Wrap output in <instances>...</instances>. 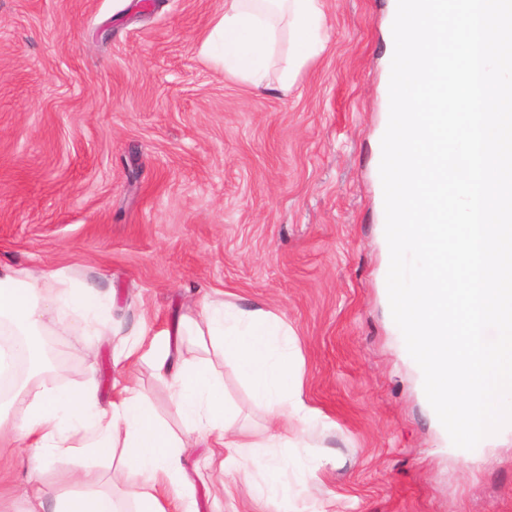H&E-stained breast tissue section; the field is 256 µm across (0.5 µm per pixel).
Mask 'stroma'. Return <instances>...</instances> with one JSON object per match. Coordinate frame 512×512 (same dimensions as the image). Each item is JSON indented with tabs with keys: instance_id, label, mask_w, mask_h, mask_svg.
Wrapping results in <instances>:
<instances>
[{
	"instance_id": "1",
	"label": "stroma",
	"mask_w": 512,
	"mask_h": 512,
	"mask_svg": "<svg viewBox=\"0 0 512 512\" xmlns=\"http://www.w3.org/2000/svg\"><path fill=\"white\" fill-rule=\"evenodd\" d=\"M223 7L0 0V264L61 268L112 301V334L44 328L57 384L95 376L105 405L132 380L180 429L150 367L113 348L165 343L220 291L293 329L316 419L288 426L284 498L255 496L247 449H225L224 475L201 468L196 439L199 512H512V433L450 450L391 314L379 167L395 0H327L329 49L285 95L201 55ZM223 371L238 422L262 431L273 409ZM32 456L19 436L0 449V512H27Z\"/></svg>"
}]
</instances>
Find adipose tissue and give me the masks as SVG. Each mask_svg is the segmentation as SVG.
<instances>
[{
	"mask_svg": "<svg viewBox=\"0 0 512 512\" xmlns=\"http://www.w3.org/2000/svg\"><path fill=\"white\" fill-rule=\"evenodd\" d=\"M329 19L325 0H224L202 42V53L226 77L256 89L267 88L275 57L284 65L276 83L285 93L303 70L328 48ZM60 332L102 335L112 330V310L94 284H69L64 270L38 268L22 273L0 268V330L8 329L14 343L0 346V375L11 371L17 356L30 365L40 362L37 344L46 324ZM175 335L190 336L202 355L173 362L169 349L156 350L152 368L169 391L183 422L175 434L156 416L148 397L125 383L108 406H100L94 378L77 389L27 383L14 386L12 398L28 403L12 425L36 448L33 476L25 493L34 500L31 512H120L111 492L100 490V474L85 468L75 475L80 489L52 494L42 476L59 457L119 455L132 478L129 496L135 512H166L165 495H174L179 512H197L193 485L185 466L186 435H208L214 447L206 468L224 473L221 447L247 448L264 470L260 495L276 496L282 489L276 473L282 463L273 451L282 447L278 430L254 439L236 426L224 400V378L212 361L221 356L247 379L253 398L277 409L281 419L307 422L313 415L304 400V383L293 367L288 348L293 333L279 314L261 308L241 309L208 297L198 311L181 315Z\"/></svg>",
	"mask_w": 512,
	"mask_h": 512,
	"instance_id": "1",
	"label": "adipose tissue"
}]
</instances>
